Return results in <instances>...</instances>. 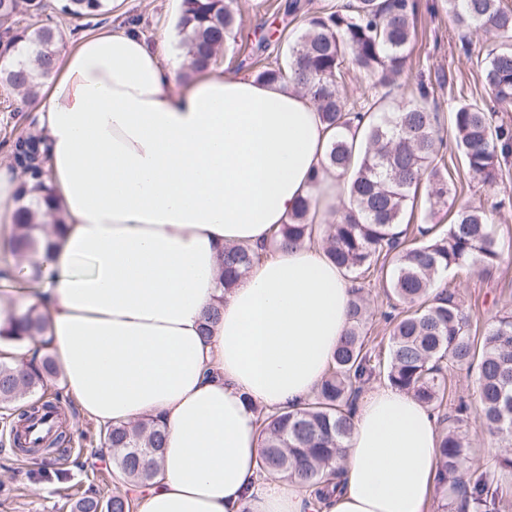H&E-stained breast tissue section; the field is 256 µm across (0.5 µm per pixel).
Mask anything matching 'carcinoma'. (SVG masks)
Instances as JSON below:
<instances>
[{
    "instance_id": "obj_1",
    "label": "carcinoma",
    "mask_w": 512,
    "mask_h": 512,
    "mask_svg": "<svg viewBox=\"0 0 512 512\" xmlns=\"http://www.w3.org/2000/svg\"><path fill=\"white\" fill-rule=\"evenodd\" d=\"M233 0H182L178 23L181 46L192 69H205L235 37L237 15ZM448 14L463 40L474 33L495 38V45L480 60L484 83L498 109L512 110V9L502 0H444ZM48 0H0V84L35 101L42 84L56 66L62 42L49 26L20 27V16L40 15ZM60 12L75 19L104 20L111 0H64ZM416 0H347L336 9L312 16L298 40L288 46L284 65L262 66L257 78L294 84L316 104L320 117L336 129L325 170L350 175L348 204L336 219L315 234L306 223L312 199H304L281 239L269 243L286 249L306 239L319 241L328 257L350 275L351 298L347 329L332 356L327 375L313 397L281 413L261 411L257 424L262 438L261 468L269 476L288 479L323 496L340 477L343 449L352 429L357 395L373 380L413 393L437 413L440 432L436 475L438 509L442 512H504L502 478L512 474V310H505L477 336L471 310L457 290L435 288L444 273L475 269L488 273L503 255L495 227L484 209L462 205L444 230L437 224H418V243L402 241L414 214L421 188L427 199L448 196L447 142L430 108V90L419 83L417 94L396 105L382 94L359 111L343 94L345 64L351 63L374 85L391 87L408 63L407 48L417 16ZM364 145L354 150L346 137L355 120L365 116ZM454 144L473 177L483 184L503 182L504 165L512 158V124L495 111L469 100L452 114ZM41 140L34 136L14 142V157L28 161L31 182L20 186V215L26 217L47 199L43 165L37 162ZM261 253L248 246L224 251V287H234ZM385 273L386 295L393 322L388 350L368 348L363 335L370 311L362 280L373 272ZM17 339L40 332L42 317L29 311L18 319ZM477 369L481 432L504 443L498 468L486 470L471 461L472 439L466 429L470 407L461 399L443 412L448 400L447 378ZM52 375L48 363L19 369L0 363V399L30 393ZM50 402L37 401L18 409L13 429L16 453L52 455L71 442L66 429L49 438L29 441L24 433L43 418ZM166 427L158 417L103 431L105 444L121 482L147 485L155 477ZM74 512H132L123 492L103 500L83 496Z\"/></svg>"
}]
</instances>
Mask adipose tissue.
<instances>
[{
    "instance_id": "adipose-tissue-1",
    "label": "adipose tissue",
    "mask_w": 512,
    "mask_h": 512,
    "mask_svg": "<svg viewBox=\"0 0 512 512\" xmlns=\"http://www.w3.org/2000/svg\"><path fill=\"white\" fill-rule=\"evenodd\" d=\"M183 68L166 33L150 42L125 25L83 37L45 80L43 246L17 267L41 286L0 291V329L36 304L47 319L37 340H0V359L27 367L52 352L99 425L161 417L166 446L151 484L130 489L135 512H429L436 419L387 384L362 396L331 496L261 475L254 409L313 396L347 326L350 283L308 241L228 290L221 257L266 244L306 196L309 223H326L346 183L322 171L336 131L308 96Z\"/></svg>"
}]
</instances>
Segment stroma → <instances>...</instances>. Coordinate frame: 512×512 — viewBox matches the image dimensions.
Here are the masks:
<instances>
[{"label": "stroma", "mask_w": 512, "mask_h": 512, "mask_svg": "<svg viewBox=\"0 0 512 512\" xmlns=\"http://www.w3.org/2000/svg\"><path fill=\"white\" fill-rule=\"evenodd\" d=\"M287 0H237L238 27L234 42L226 45L220 65L225 72L256 75V59L274 66L282 63L289 43L305 27L310 16L322 12L337 0H300L296 15H288ZM418 22L410 45L407 67L395 84V98L413 95L419 81L445 75L444 87L435 88L430 105L436 106L443 129H450L451 115L460 98L483 100L484 80L478 57L486 55L492 42L483 34L472 35V52L464 54L459 31L442 8V0H418ZM125 17L137 20L147 39L164 30L175 31L180 8L172 0H122ZM9 94L0 88V161L11 158V144L21 135L35 133L38 114L27 109L8 112L3 102ZM451 179L462 199L483 207L502 239H512V204L501 205L503 194L512 195V181L506 187H489L474 179L464 164H457ZM444 285L459 290L474 314L477 328H486L501 310L512 308V256L504 257L490 274L450 271ZM448 395L464 397L470 405L468 430L474 439L472 461L484 469L497 465L501 449L497 441L482 436L479 429V396L476 373H462L448 379ZM57 406L71 435L68 448L45 458L25 459L12 450L9 433L13 409L31 399ZM107 447L100 431L79 410L74 400L54 381H47L32 394L0 402V512H72V506L88 490L101 498L116 492L113 468L103 457Z\"/></svg>", "instance_id": "1"}]
</instances>
